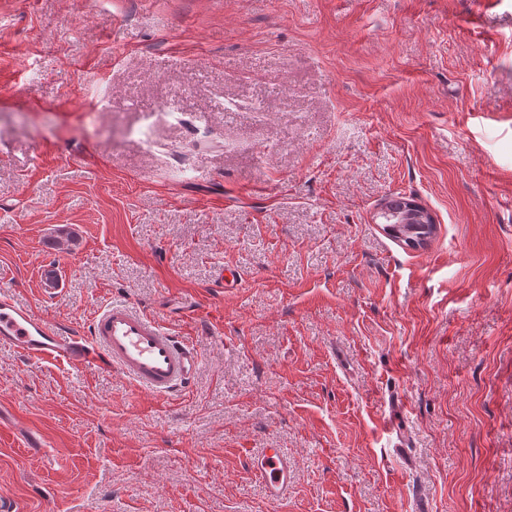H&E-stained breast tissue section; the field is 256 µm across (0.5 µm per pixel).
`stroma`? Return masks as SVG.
<instances>
[{"mask_svg": "<svg viewBox=\"0 0 512 512\" xmlns=\"http://www.w3.org/2000/svg\"><path fill=\"white\" fill-rule=\"evenodd\" d=\"M1 289L201 359L163 399L0 348L19 512H512V0H0ZM408 201L409 198L405 196H393L385 201L379 214V217L384 220L383 224H389L387 227L395 234V237L402 239L405 243L407 240L420 241L428 238L432 234L433 224L427 223H435L432 214L427 209L412 200L408 204ZM407 204V212L399 220V224L407 225L397 226L393 223L394 216L400 215L406 209ZM249 465L263 483L269 501L284 498L295 479V468L287 454L280 448H265L251 457Z\"/></svg>", "mask_w": 512, "mask_h": 512, "instance_id": "stroma-1", "label": "stroma"}]
</instances>
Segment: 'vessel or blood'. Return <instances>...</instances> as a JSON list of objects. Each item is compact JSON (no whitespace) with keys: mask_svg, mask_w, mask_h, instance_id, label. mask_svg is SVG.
<instances>
[{"mask_svg":"<svg viewBox=\"0 0 512 512\" xmlns=\"http://www.w3.org/2000/svg\"><path fill=\"white\" fill-rule=\"evenodd\" d=\"M0 347L33 362L56 361L72 366L101 365L119 371L138 389L158 398L186 391L200 355L185 340L168 332L156 318L124 302L101 307L86 328L75 330L51 322L33 309L0 293ZM269 501L284 498L295 468L281 449L266 448L251 457Z\"/></svg>","mask_w":512,"mask_h":512,"instance_id":"obj_1","label":"vessel or blood"}]
</instances>
